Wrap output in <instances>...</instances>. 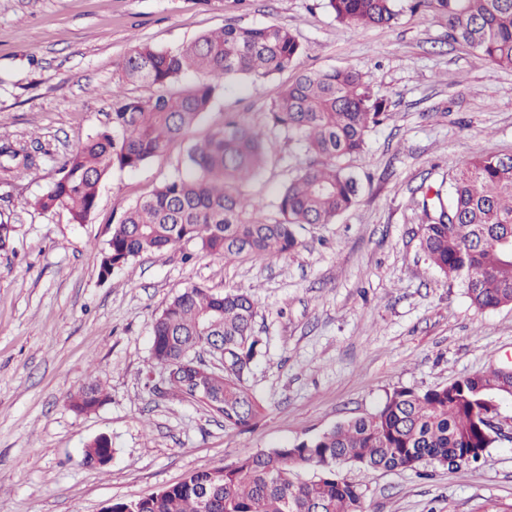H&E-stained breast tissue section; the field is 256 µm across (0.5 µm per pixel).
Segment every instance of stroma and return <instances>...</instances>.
Instances as JSON below:
<instances>
[{"mask_svg": "<svg viewBox=\"0 0 512 512\" xmlns=\"http://www.w3.org/2000/svg\"><path fill=\"white\" fill-rule=\"evenodd\" d=\"M292 32L306 70L358 69L389 102L361 154L346 161L357 204L300 229L299 247L263 259L211 256L192 243L137 258L108 278L99 253L125 210L184 167L173 144L101 183L88 223L34 200L64 158L106 120L116 65L134 43L174 48L224 26ZM293 72L226 81L195 125L203 139L237 115L266 131L269 164L246 190L264 215L304 156L267 132ZM39 142L37 175L0 180V215L16 226L0 252V512H103L237 458L320 434L376 410L394 389L417 391L512 366V307L476 309L420 247V185H440L477 154H512V69L448 37L445 19L404 11L390 28L354 29L325 0H0V142ZM251 295L262 355L247 384L264 407L250 428H225L197 402L165 395L152 367L156 317L184 287ZM97 381L109 399L78 415L67 398ZM105 434L112 458L83 460ZM342 477L365 512H512V439L475 463Z\"/></svg>", "mask_w": 512, "mask_h": 512, "instance_id": "obj_1", "label": "stroma"}]
</instances>
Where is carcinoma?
I'll return each instance as SVG.
<instances>
[{"instance_id": "cac0c4a2", "label": "carcinoma", "mask_w": 512, "mask_h": 512, "mask_svg": "<svg viewBox=\"0 0 512 512\" xmlns=\"http://www.w3.org/2000/svg\"><path fill=\"white\" fill-rule=\"evenodd\" d=\"M336 19L356 28L389 27L404 0H326ZM446 19L448 37L489 63L512 69V0H412ZM304 47L275 24L232 22L181 46L135 45L117 64L125 82L152 86L148 100L113 92L106 122L58 168L53 184L34 201L40 210H64L85 224L97 207L100 182L115 170L135 169L174 142H184L224 80L268 77L297 68ZM187 73L203 79L171 91ZM387 100L371 93L355 68L300 71L269 111L270 130L302 145L306 161L284 185L275 214L243 190L268 164L261 134L248 124L224 126L189 144L184 170L129 207L112 225L101 250L100 274L144 255L193 242L209 255H282L300 242L297 227L330 224L353 207L360 189L343 165L362 152L371 129L389 119ZM38 146L0 144V172L39 169ZM420 245L430 266L452 279L478 309L512 306V155H475L452 176L448 193L422 194ZM15 225L0 217V251L10 249ZM255 302L240 291L214 293L192 285L174 295L156 318L152 365L168 371L166 383L193 398L190 358L209 346L223 353L224 369H206L203 387L220 402L224 427L245 430L261 413L247 375L262 354L253 335ZM512 399V377L488 369L424 392L399 388L377 410L288 446L261 450L221 468L198 470L157 493L115 500L106 512H355L362 493L345 481L347 465L373 470H416L429 459L447 466L466 455L477 461L498 441L483 426L492 404ZM108 394L94 382L68 397L77 414L96 410ZM84 460L104 465L112 438L88 442ZM313 472L309 479L301 477Z\"/></svg>"}]
</instances>
